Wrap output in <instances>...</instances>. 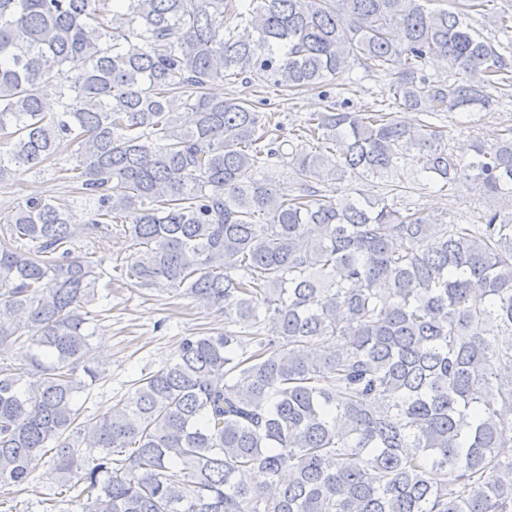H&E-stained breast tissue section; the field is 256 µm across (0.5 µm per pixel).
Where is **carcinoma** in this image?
I'll return each instance as SVG.
<instances>
[{"instance_id":"carcinoma-1","label":"carcinoma","mask_w":512,"mask_h":512,"mask_svg":"<svg viewBox=\"0 0 512 512\" xmlns=\"http://www.w3.org/2000/svg\"><path fill=\"white\" fill-rule=\"evenodd\" d=\"M0 0V183L74 148L65 197L0 211V488L49 459L80 512H512V127L468 157L398 113L491 111L507 42L487 0ZM444 61L455 80H431ZM392 79L395 110L331 100L352 65ZM328 101L277 145L267 113L209 88L240 76ZM57 79L55 107L42 99ZM288 157L300 194L273 187ZM471 180L501 207L431 224L385 198H326L322 177ZM121 275L187 296L224 329L186 336L112 411L89 310L112 228ZM343 347L314 356L311 347ZM254 471L265 475L250 482ZM490 10L482 13L471 12L470 23L484 37L490 38L494 43L496 41L507 42L506 37L497 31L496 15L502 11L512 13V0H494L491 3Z\"/></svg>"}]
</instances>
